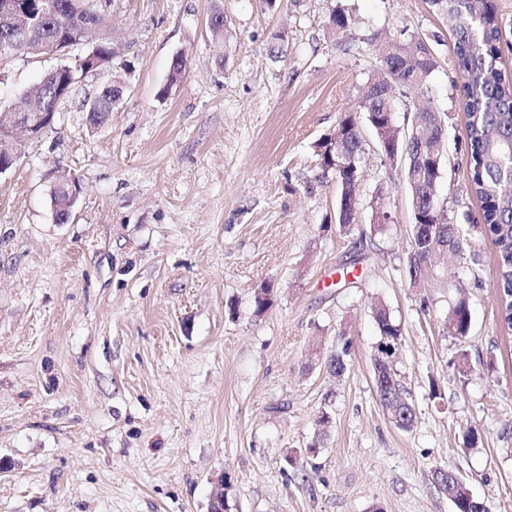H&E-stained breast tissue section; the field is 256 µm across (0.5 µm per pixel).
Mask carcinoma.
I'll use <instances>...</instances> for the list:
<instances>
[{
    "label": "carcinoma",
    "instance_id": "1",
    "mask_svg": "<svg viewBox=\"0 0 512 512\" xmlns=\"http://www.w3.org/2000/svg\"><path fill=\"white\" fill-rule=\"evenodd\" d=\"M34 31L37 50L17 44L12 32L0 26V52L36 59L54 48L55 42L70 41L78 46L84 42L77 22L104 26L105 18L98 0H26ZM432 8L448 23L453 37L452 49L459 66L457 87L467 114V158L470 167L469 189L482 201L481 222L447 221L444 214H428L430 199L437 196L439 165L430 158L433 143H415L414 129L398 132V137L385 133L387 148L380 149L385 158L394 150L412 145V158L407 160L404 179L416 200L411 248L405 262V277L410 284H418L427 274L428 263L436 250L446 247L463 259L472 233L489 237L496 248L499 288V319L502 328L512 331V81L509 80L499 61V43L502 38V19L493 0H428ZM354 23L348 9L336 7L330 15L329 25L347 29ZM115 51L112 43L104 38L91 52L74 57L68 65L48 71L25 95L33 100L42 112H55L58 105L68 99L76 76L87 74L91 60L106 67ZM388 62L393 88L419 93L428 88L435 68L433 54L419 38L404 37L390 43ZM120 103V98L99 93L91 98L83 110L90 114L89 122L97 126L103 123ZM382 100L370 101L364 107L365 121L373 128H385V109ZM337 129L345 140L337 145L333 139L318 143L319 165L324 174H332L336 183L351 192L355 188V171L333 167L331 156L339 147L349 148L361 155L364 143L360 124L344 116ZM375 320L382 337L378 355L374 358L376 390L393 422L407 429L413 422L414 410L403 396L400 384L391 373L389 357L401 336L400 325L380 305ZM448 333L464 338L471 325V312L465 300H459L448 317ZM436 483L442 493L454 494L455 512H486L483 503L463 492L464 484L454 475L436 472Z\"/></svg>",
    "mask_w": 512,
    "mask_h": 512
}]
</instances>
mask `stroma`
Masks as SVG:
<instances>
[{"label":"stroma","instance_id":"stroma-1","mask_svg":"<svg viewBox=\"0 0 512 512\" xmlns=\"http://www.w3.org/2000/svg\"><path fill=\"white\" fill-rule=\"evenodd\" d=\"M339 3L355 23L338 34ZM103 14L110 69L81 76L53 131L21 139L0 174V512H209L221 475L226 512H454L439 470L512 512V335L492 241L472 237L478 262L445 258L410 286L401 165L363 127L347 235L318 165L384 43L412 34L435 59L419 101L448 115L439 204L480 214L445 19L428 0H105ZM57 64L0 61V107ZM118 75L117 110L91 128L82 100ZM61 173L80 183L65 224L50 200ZM377 206L392 215L379 231ZM461 298L463 339L447 331ZM380 304L402 329L407 429L376 391ZM342 349L337 377L327 360ZM453 315L457 316L456 325L453 326ZM471 325V312L469 305L465 300H459L452 308L448 317V333L452 336L465 338L470 330Z\"/></svg>","mask_w":512,"mask_h":512}]
</instances>
